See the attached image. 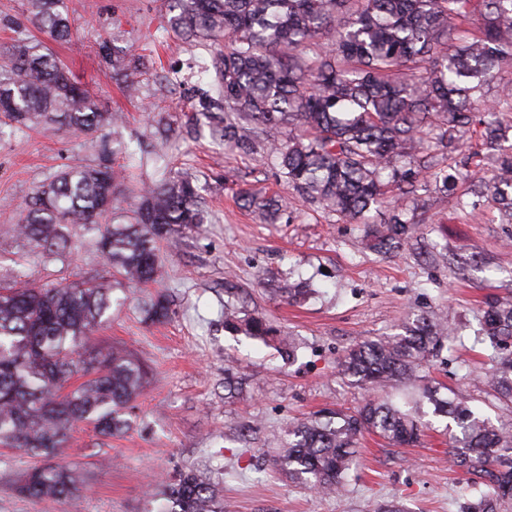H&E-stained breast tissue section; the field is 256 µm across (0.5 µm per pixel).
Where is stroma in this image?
I'll return each mask as SVG.
<instances>
[{
  "mask_svg": "<svg viewBox=\"0 0 512 512\" xmlns=\"http://www.w3.org/2000/svg\"><path fill=\"white\" fill-rule=\"evenodd\" d=\"M76 29L70 42H49L30 20L26 0H0V49L15 39L47 42L76 81L105 109L123 115L116 135L125 153L116 161L134 189L166 176L191 177L207 220L181 230L176 245L161 242V284L112 293V318L93 329L89 345L125 348L147 371L133 408V426L102 440L77 427L64 450L81 471L82 493L70 503L33 502L14 484L42 457L0 448V512H145L146 493L159 479L197 470L218 484L224 512H369L396 500L408 512H462L476 496L471 479L448 461L445 422L434 419L420 444L394 447L364 434L348 492L322 497L275 470L268 457L282 447L289 423L358 406L364 390L338 372L355 342L395 334L410 313L440 310L456 329L426 371L435 382L468 394L493 422L512 421V408L486 382L489 348L478 342L487 300L512 299V224L490 202L458 210L454 193L420 192V223L388 255L366 247L370 226L343 222L289 188L273 157L279 128L247 146L224 149L212 137L224 123V103L212 85L224 51L194 47L168 25L169 0H66ZM114 41L138 59L120 70L100 44ZM136 83V96L125 87ZM168 130L158 148V127ZM98 136L43 127H0V209L17 206L71 165H96ZM287 197L291 222L267 224L239 205V188ZM108 279L88 238L70 263L33 250L0 223V282ZM309 282L301 300L286 284ZM165 295L168 316L146 320L142 303ZM260 316L278 331L262 341L224 328V305ZM299 344L288 359L282 338Z\"/></svg>",
  "mask_w": 512,
  "mask_h": 512,
  "instance_id": "35a3bbf8",
  "label": "stroma"
}]
</instances>
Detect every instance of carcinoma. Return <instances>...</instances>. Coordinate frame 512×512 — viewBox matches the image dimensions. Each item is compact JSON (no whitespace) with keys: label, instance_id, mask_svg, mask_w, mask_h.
<instances>
[{"label":"carcinoma","instance_id":"cac0c4a2","mask_svg":"<svg viewBox=\"0 0 512 512\" xmlns=\"http://www.w3.org/2000/svg\"><path fill=\"white\" fill-rule=\"evenodd\" d=\"M34 24L54 41L69 40L73 22L64 0H28ZM170 27L200 46L224 43L217 87L224 99V148L250 140L259 125L285 130L270 152L305 200L345 221L391 201L388 222L367 240L388 253L408 234L405 185L448 192V169L430 164L437 152L463 138L489 149L464 157L474 177L469 194L488 197L512 221V148L500 141V113L512 112V0H170ZM498 82L488 102L484 85ZM94 135L120 116L103 108L41 43L17 42L0 59V119L29 128L39 119ZM120 172L107 158L74 165L38 187L18 207L13 234L47 258L64 260L77 233L93 244L117 284L158 282V241L178 228L203 224L206 211L186 178H166L134 195L121 190ZM242 206L268 221L288 209L281 197L245 189ZM112 216V223L102 219ZM112 288L101 283L0 287V447L48 460L27 471L18 493L33 502L78 497L81 480L61 461L75 426L103 438L128 429L131 403L146 383L142 364L123 349L95 350L87 336L109 315ZM160 321L168 306L144 305ZM484 339L492 353L488 383L512 404V299H492L483 311ZM224 326L261 339L276 329L261 317H239L224 307ZM444 316L406 317L400 333L360 341L339 361L349 382L375 392L359 408L329 411L288 426V442L272 465L321 494H339L355 462L359 440L372 433L395 446L421 439L427 410L452 419L453 465L483 478L468 512H504L512 505V426L473 412L460 392L445 395L423 382L421 371L448 338ZM76 376L83 381L75 384ZM158 512H224L211 483L186 470L150 495Z\"/></svg>","mask_w":512,"mask_h":512}]
</instances>
